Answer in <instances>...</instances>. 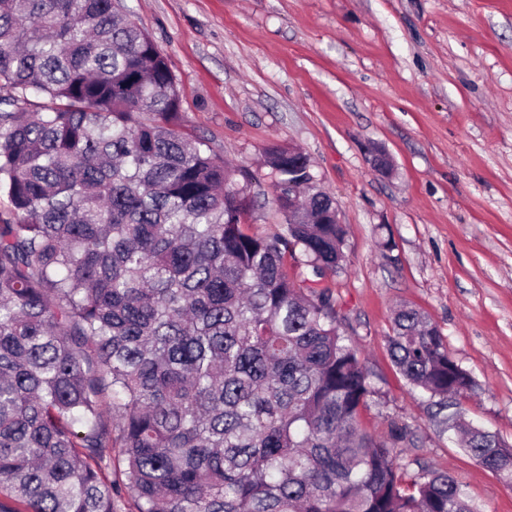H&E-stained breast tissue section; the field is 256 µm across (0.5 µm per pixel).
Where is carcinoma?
<instances>
[{
  "label": "carcinoma",
  "mask_w": 512,
  "mask_h": 512,
  "mask_svg": "<svg viewBox=\"0 0 512 512\" xmlns=\"http://www.w3.org/2000/svg\"><path fill=\"white\" fill-rule=\"evenodd\" d=\"M297 157L265 149L284 222L249 233L253 172L190 137L123 0H0V512H480L400 463L409 426L362 430L370 373L324 285L345 229ZM389 346L512 482L429 317L400 308Z\"/></svg>",
  "instance_id": "carcinoma-1"
}]
</instances>
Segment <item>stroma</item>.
Returning <instances> with one entry per match:
<instances>
[{
    "label": "stroma",
    "instance_id": "1",
    "mask_svg": "<svg viewBox=\"0 0 512 512\" xmlns=\"http://www.w3.org/2000/svg\"><path fill=\"white\" fill-rule=\"evenodd\" d=\"M126 3L169 61L187 131L253 170L250 233L283 222L268 146L307 153L338 202L347 261L327 283L375 389L363 430L411 425L402 460L512 512V484L449 442L388 343L395 307L428 315L475 381L466 419L512 445V0Z\"/></svg>",
    "mask_w": 512,
    "mask_h": 512
}]
</instances>
